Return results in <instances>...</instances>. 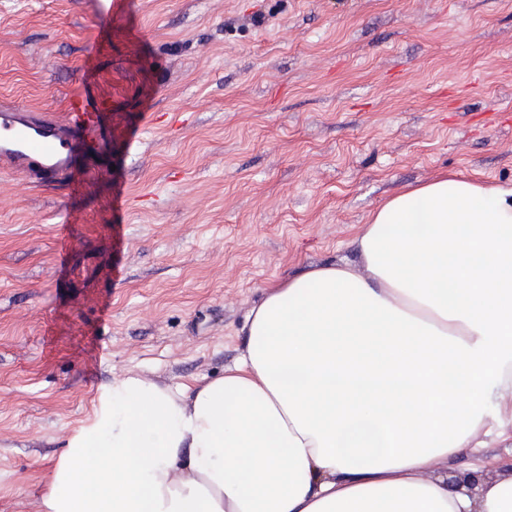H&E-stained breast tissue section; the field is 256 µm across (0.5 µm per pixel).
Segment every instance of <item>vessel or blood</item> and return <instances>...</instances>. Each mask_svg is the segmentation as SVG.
<instances>
[{"instance_id": "b4317fda", "label": "vessel or blood", "mask_w": 512, "mask_h": 512, "mask_svg": "<svg viewBox=\"0 0 512 512\" xmlns=\"http://www.w3.org/2000/svg\"><path fill=\"white\" fill-rule=\"evenodd\" d=\"M96 90L92 71L68 93L60 112H36L22 105L0 106V166L36 185L89 183L98 170L86 166L88 148L107 155L111 138L102 121L110 109Z\"/></svg>"}]
</instances>
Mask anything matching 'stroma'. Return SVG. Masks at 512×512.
Wrapping results in <instances>:
<instances>
[{"label":"stroma","mask_w":512,"mask_h":512,"mask_svg":"<svg viewBox=\"0 0 512 512\" xmlns=\"http://www.w3.org/2000/svg\"><path fill=\"white\" fill-rule=\"evenodd\" d=\"M90 2L0 0V104L60 111L88 65L112 98L91 188L0 171V512H46L102 387L223 375L407 186H512V0Z\"/></svg>","instance_id":"stroma-1"}]
</instances>
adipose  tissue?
Returning a JSON list of instances; mask_svg holds the SVG:
<instances>
[{
  "label": "adipose tissue",
  "mask_w": 512,
  "mask_h": 512,
  "mask_svg": "<svg viewBox=\"0 0 512 512\" xmlns=\"http://www.w3.org/2000/svg\"><path fill=\"white\" fill-rule=\"evenodd\" d=\"M353 245L273 287L222 376L101 390L47 512H512V471L439 473L512 422V188L440 174Z\"/></svg>",
  "instance_id": "1"
}]
</instances>
